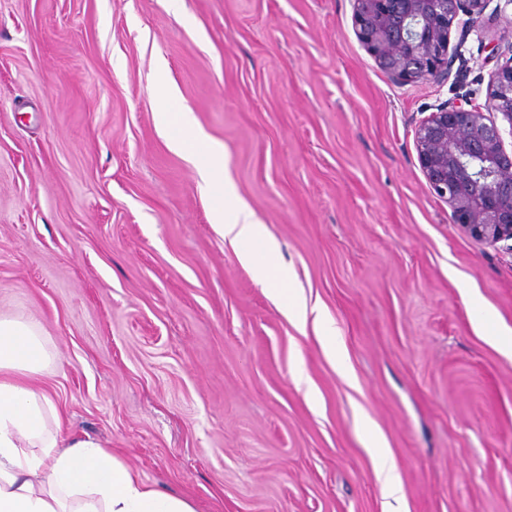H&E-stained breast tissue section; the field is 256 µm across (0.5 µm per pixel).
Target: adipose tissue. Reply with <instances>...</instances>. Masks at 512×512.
<instances>
[{
  "mask_svg": "<svg viewBox=\"0 0 512 512\" xmlns=\"http://www.w3.org/2000/svg\"><path fill=\"white\" fill-rule=\"evenodd\" d=\"M158 89V120L172 147L196 162L202 190L220 192L218 233L237 247L240 261L266 290L279 295L285 269L278 244L236 194L222 152L198 151L203 133L190 109L176 101L166 81ZM51 360L36 319L0 315V512H196L186 497L143 482L106 444L62 435L59 411L37 385ZM358 426L369 436L384 497L398 499L400 477L384 439L369 418H360Z\"/></svg>",
  "mask_w": 512,
  "mask_h": 512,
  "instance_id": "adipose-tissue-1",
  "label": "adipose tissue"
}]
</instances>
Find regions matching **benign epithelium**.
Masks as SVG:
<instances>
[{"label": "benign epithelium", "instance_id": "obj_1", "mask_svg": "<svg viewBox=\"0 0 512 512\" xmlns=\"http://www.w3.org/2000/svg\"><path fill=\"white\" fill-rule=\"evenodd\" d=\"M352 2L359 41L390 82L406 85L447 82L456 60L449 50L453 24L468 35L491 0ZM495 112L512 135V57L491 76L487 112L446 100L415 132L422 171L448 203L453 223L491 246L512 240V152L491 117Z\"/></svg>", "mask_w": 512, "mask_h": 512}]
</instances>
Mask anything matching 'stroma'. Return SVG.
<instances>
[{
    "label": "stroma",
    "instance_id": "obj_1",
    "mask_svg": "<svg viewBox=\"0 0 512 512\" xmlns=\"http://www.w3.org/2000/svg\"><path fill=\"white\" fill-rule=\"evenodd\" d=\"M450 42L464 82L397 85L351 0H0V314L40 322L63 434L196 512H385L362 413L405 512H512V357L474 327H512V251L452 223L415 146L433 105L486 104L512 10ZM161 64L278 242L282 299L170 148ZM297 292L335 355L284 315ZM358 427L369 436L365 447L370 451L377 463V478L381 484L385 498L398 500L400 498V477L396 465L386 451L382 436L374 430L373 423L367 417H361Z\"/></svg>",
    "mask_w": 512,
    "mask_h": 512
}]
</instances>
